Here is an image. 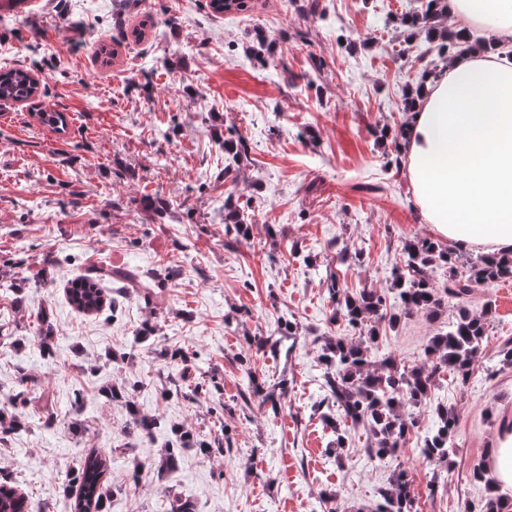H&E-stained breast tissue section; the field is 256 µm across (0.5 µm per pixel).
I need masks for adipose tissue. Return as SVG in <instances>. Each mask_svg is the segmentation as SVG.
<instances>
[{"label":"adipose tissue","mask_w":512,"mask_h":512,"mask_svg":"<svg viewBox=\"0 0 512 512\" xmlns=\"http://www.w3.org/2000/svg\"><path fill=\"white\" fill-rule=\"evenodd\" d=\"M458 33L447 65L426 83L403 154L427 223L461 249L512 248V0H448ZM486 474L512 495V432L501 430Z\"/></svg>","instance_id":"adipose-tissue-1"}]
</instances>
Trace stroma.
<instances>
[{
  "label": "stroma",
  "mask_w": 512,
  "mask_h": 512,
  "mask_svg": "<svg viewBox=\"0 0 512 512\" xmlns=\"http://www.w3.org/2000/svg\"><path fill=\"white\" fill-rule=\"evenodd\" d=\"M206 2L25 0L0 14V68L32 69L41 88L25 104L0 101V279L21 282L26 297L21 312L0 293V323L27 337L44 309L55 336L51 358L30 343L0 345L1 408L13 404L18 365L37 378L24 410L30 430L0 447V479L27 496L29 512H71L69 474L95 451L108 458V512H168L175 495L195 512H367L404 469L418 512H478L485 485L472 472L512 418L505 283L477 285L468 299L473 311L492 309L469 379L443 374L416 414L424 433L435 405L456 413L448 472L436 473L413 438L396 457L369 456L361 425H345L346 446L333 453L324 422L336 408L318 354L325 337L345 332L331 320V281L351 292L388 287L404 242L436 235L414 207L405 165L393 162V141L375 138L383 125L400 133L405 88L442 63L420 57L424 36L400 29L412 0H319L316 16L301 11L304 0H255L224 15ZM148 18L162 37L135 40ZM260 34L277 66L257 62ZM41 110L68 116L66 132L42 126ZM229 136L246 141L248 159L228 174L220 144ZM147 197L168 200V211L146 210ZM228 197L249 238L226 234L216 208ZM102 265L180 275L150 297H120L116 311L78 312L68 285ZM455 315L449 301L437 315L381 325L373 358L420 365ZM283 317L298 327L291 351L249 348ZM149 318L159 346L194 353L218 374L220 399L163 396L158 370L179 367L134 346ZM112 350L128 360L107 364ZM250 370L266 385L285 382L279 409L243 400ZM108 383L125 385L129 402L160 421L134 455L123 452L128 402L101 401ZM47 409L58 416L51 430L39 422ZM174 425L225 431L231 450L205 458L187 449L176 469L157 473L151 463ZM137 460L145 468L136 475Z\"/></svg>",
  "instance_id": "35a3bbf8"
}]
</instances>
